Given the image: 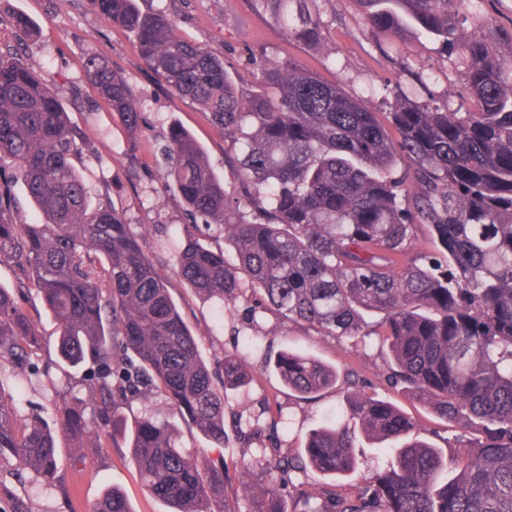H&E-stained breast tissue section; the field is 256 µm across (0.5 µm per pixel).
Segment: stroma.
<instances>
[{
  "label": "stroma",
  "mask_w": 512,
  "mask_h": 512,
  "mask_svg": "<svg viewBox=\"0 0 512 512\" xmlns=\"http://www.w3.org/2000/svg\"><path fill=\"white\" fill-rule=\"evenodd\" d=\"M142 9L173 18L182 37L206 46L221 57L243 94L259 90V69L264 61L293 62L324 80L340 84L354 98L383 113L389 102L402 97L419 105H439L466 112L472 102L466 91V64L455 52L443 51L419 31L406 28L389 38L371 31L356 0H315L313 9L322 22L333 57L313 44L290 39L254 0H138ZM27 15L38 27L36 38L18 39L11 26L13 15ZM467 25L480 36H490L498 58L512 63V0H473ZM22 41L23 54L39 67L53 86L73 125L84 133L87 148L77 161L91 194L110 190L117 208L123 209L133 233L149 229L146 251L159 262L170 292L186 323L195 334L205 358L221 353L247 352L253 381L229 391L224 424V448L210 445L186 419L169 409L163 396L150 402L132 401L123 410L127 420L145 413L170 419L188 448L223 455L227 467L226 491L239 501L241 512L252 504L243 492L240 461L252 456L239 424L255 421L264 405L280 410L285 421L283 447L299 451L309 429L321 426L340 408V394L330 388L312 399H300L285 387L276 372L265 365L269 357L289 350L312 356L338 373L356 370L372 385L379 398L418 418L421 436L445 453H453L457 430L426 408L380 382L386 356L376 346L355 352L350 341H338L292 325L274 315L253 311L249 303L222 304L200 298L176 273L167 248L172 240L193 237L213 249L232 254L223 233L192 223L179 196L168 186L156 163L162 138L171 124L187 128L205 148L214 173L229 191H237L228 164L232 153L206 115L195 104L173 95L140 59L131 37L107 24L88 6V0H0V42ZM107 59L118 70L141 104L147 130L135 153H128L119 118L111 113L96 86L85 74L89 55ZM21 305L34 319L41 346L30 361L18 364L0 359V388L16 398L20 413L37 412L52 417L57 402L70 395L86 396L82 385L85 368L60 365L57 322L35 290H27ZM62 459L60 478L41 484L35 475L20 470L11 456L0 457V512H89L109 488L120 490L133 512H167V507L143 486L122 438L105 445L86 462L74 459L71 442L59 436Z\"/></svg>",
  "instance_id": "stroma-1"
}]
</instances>
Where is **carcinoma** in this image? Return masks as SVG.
Listing matches in <instances>:
<instances>
[{
	"mask_svg": "<svg viewBox=\"0 0 512 512\" xmlns=\"http://www.w3.org/2000/svg\"><path fill=\"white\" fill-rule=\"evenodd\" d=\"M288 36L319 46L314 0H257ZM371 28L396 36L412 25L467 62L473 109L450 112L390 104L388 124L336 83L267 61L262 90L242 96L224 59L183 39L174 20L137 0H89L106 22L126 29L144 64L167 88L209 114L238 146L233 195L202 146L172 125L161 160L192 219L224 230L236 262L189 241L176 253L182 280L201 297L258 305L328 338L387 351L384 380L459 430L449 456L419 439L416 423L368 395L353 374L346 419L312 430L304 455L282 447L280 413L249 430L259 455L242 460L252 512H512V66L490 39L464 28L470 0H357ZM87 77L131 140L146 129L126 80L97 56ZM80 131L55 88L10 47L0 48V255L10 258L54 315L62 361H89L91 403L63 402L54 429L19 414L0 391V456L8 452L42 480L59 478L58 436L79 451L100 446L120 409L159 393L209 441L224 447L227 390L246 382L242 353L209 364L168 286L130 231L110 191L91 202L74 160ZM37 212L19 220L13 182ZM428 229L442 258L410 257L415 229ZM21 296L0 284V358L26 360L40 339ZM372 315L380 316L374 323ZM273 367L304 399L335 386V368L284 351ZM394 442L390 460L352 493L333 481L358 468L359 437ZM126 442L146 489L170 512H240L226 492L224 457L180 444L152 416L127 428ZM313 469L331 479L313 487L292 476ZM91 512H132L117 491Z\"/></svg>",
	"mask_w": 512,
	"mask_h": 512,
	"instance_id": "obj_1",
	"label": "carcinoma"
}]
</instances>
